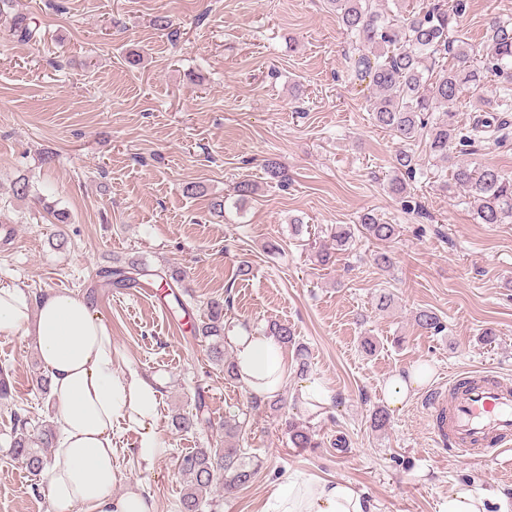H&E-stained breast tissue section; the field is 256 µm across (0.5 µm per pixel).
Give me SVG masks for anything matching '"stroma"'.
<instances>
[{
    "label": "stroma",
    "instance_id": "1",
    "mask_svg": "<svg viewBox=\"0 0 512 512\" xmlns=\"http://www.w3.org/2000/svg\"><path fill=\"white\" fill-rule=\"evenodd\" d=\"M464 3L456 35L475 49L491 19L512 23V0ZM18 13L35 18L34 40L13 37ZM160 16L176 36L157 29ZM348 47L327 0H15L0 14V225L17 230L0 244V287L86 296L126 361L162 384L156 428L169 451L144 470L129 453L136 433L120 431L114 494L136 485L155 512H175L179 455L224 444L210 429L174 427L173 415L201 399L212 420L245 423L241 446L256 470L247 487L214 489L206 512H268L288 478L349 482L375 512H441L457 486L505 493L489 512H512V471L449 456L421 402L451 372L512 377V223H478L443 190L444 163L410 183L424 215L404 213L388 190L397 140L374 124ZM268 159L287 168V186L266 177ZM20 176L30 185L24 199L11 190ZM243 180L257 186L244 201L235 192ZM191 182L200 194L184 193ZM216 197L225 201L219 216L209 211ZM60 209L70 223H55ZM366 212L400 227L387 245L393 267L377 269L378 245L359 233L334 265H319L332 229ZM296 219L311 234L294 235ZM132 258L183 271L187 312H174L159 279L103 286L100 270ZM243 260L246 276L237 273ZM383 291L394 298L384 311ZM211 299L223 301L226 326L263 334L285 323L307 348L304 373L296 345L283 349V407L251 409L248 390L226 381L193 339L188 323ZM420 309L436 312L444 331L418 328ZM366 336L376 343L370 355ZM38 359L33 337L0 334L11 384L0 399V512H52L32 491L47 474L7 452L12 412L36 428L54 423L34 385ZM421 365L425 385L390 407L389 384ZM307 376L323 382L328 406L301 403ZM379 408L390 414L383 431L370 426ZM289 420L312 427L317 446L293 447Z\"/></svg>",
    "mask_w": 512,
    "mask_h": 512
}]
</instances>
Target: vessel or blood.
Masks as SVG:
<instances>
[{
  "label": "vessel or blood",
  "instance_id": "obj_1",
  "mask_svg": "<svg viewBox=\"0 0 512 512\" xmlns=\"http://www.w3.org/2000/svg\"><path fill=\"white\" fill-rule=\"evenodd\" d=\"M435 430L451 456L507 469L512 451V379L482 369L456 374L426 395Z\"/></svg>",
  "mask_w": 512,
  "mask_h": 512
}]
</instances>
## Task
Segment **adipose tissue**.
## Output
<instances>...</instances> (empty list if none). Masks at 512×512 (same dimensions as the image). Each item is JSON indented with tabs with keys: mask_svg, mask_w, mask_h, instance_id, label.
I'll list each match as a JSON object with an SVG mask.
<instances>
[{
	"mask_svg": "<svg viewBox=\"0 0 512 512\" xmlns=\"http://www.w3.org/2000/svg\"><path fill=\"white\" fill-rule=\"evenodd\" d=\"M35 337L51 379L57 425L55 464L45 494L52 512H154L152 500L133 488L116 496L117 430L136 431L138 463L151 467L167 448L155 428L160 399L156 378L128 364L112 344V331L90 303L74 292L34 296L0 288V334ZM227 341L238 380L251 393L273 398L284 388L287 369L280 342L240 327ZM269 512H373L368 499L342 481H289Z\"/></svg>",
	"mask_w": 512,
	"mask_h": 512,
	"instance_id": "obj_1",
	"label": "adipose tissue"
}]
</instances>
